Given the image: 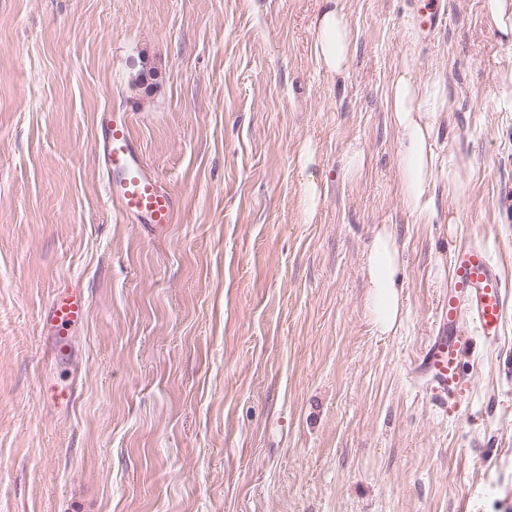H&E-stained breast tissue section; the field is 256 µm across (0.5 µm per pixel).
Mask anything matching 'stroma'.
<instances>
[{
    "mask_svg": "<svg viewBox=\"0 0 512 512\" xmlns=\"http://www.w3.org/2000/svg\"><path fill=\"white\" fill-rule=\"evenodd\" d=\"M320 4L0 0V512H512V314L474 338L454 414L413 373L460 238L512 296V43L488 0H447L423 45L411 0H340L334 76ZM405 66L448 86L433 224L400 199L386 94ZM103 111L179 200L161 230L107 193ZM383 225L404 285L386 335L365 274ZM63 288L87 314L52 328ZM322 10L314 21V53L324 70L343 74L352 53V35L339 0H323Z\"/></svg>",
    "mask_w": 512,
    "mask_h": 512,
    "instance_id": "35a3bbf8",
    "label": "stroma"
}]
</instances>
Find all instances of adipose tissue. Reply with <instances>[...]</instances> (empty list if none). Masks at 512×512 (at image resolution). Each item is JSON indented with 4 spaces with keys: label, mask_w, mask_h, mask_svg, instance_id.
I'll return each mask as SVG.
<instances>
[{
    "label": "adipose tissue",
    "mask_w": 512,
    "mask_h": 512,
    "mask_svg": "<svg viewBox=\"0 0 512 512\" xmlns=\"http://www.w3.org/2000/svg\"><path fill=\"white\" fill-rule=\"evenodd\" d=\"M314 53L327 72L343 74L350 62L352 35L339 0H324L314 21ZM448 102L443 78L416 80L409 69H402L388 91L392 124L400 133L397 165L401 173V202L416 223L432 224L437 208L432 186L439 165L430 146L435 123ZM401 253L389 228L375 232L366 262L369 284L367 308L376 329L390 333L401 320Z\"/></svg>",
    "instance_id": "adipose-tissue-1"
}]
</instances>
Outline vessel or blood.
<instances>
[{
  "label": "vessel or blood",
  "instance_id": "vessel-or-blood-1",
  "mask_svg": "<svg viewBox=\"0 0 512 512\" xmlns=\"http://www.w3.org/2000/svg\"><path fill=\"white\" fill-rule=\"evenodd\" d=\"M448 13L444 0H425L419 9L418 36L428 41L445 27ZM108 194L122 213L148 226L173 223L176 197L136 147L126 117H113L109 137L102 147ZM87 305L80 296H56L47 319L59 326L83 319ZM506 294L497 265L486 249L470 242L456 243L451 254L448 294L443 301L438 326L419 357V368L439 407L455 412L468 387L462 358L472 345L463 329L476 324L477 334L487 343H497L506 321Z\"/></svg>",
  "mask_w": 512,
  "mask_h": 512
}]
</instances>
